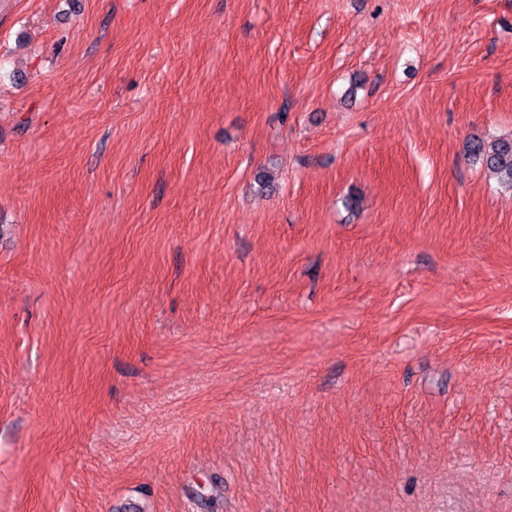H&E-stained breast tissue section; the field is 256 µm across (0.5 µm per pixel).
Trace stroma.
I'll use <instances>...</instances> for the list:
<instances>
[{"label":"stroma","instance_id":"stroma-1","mask_svg":"<svg viewBox=\"0 0 512 512\" xmlns=\"http://www.w3.org/2000/svg\"><path fill=\"white\" fill-rule=\"evenodd\" d=\"M512 0H0V512H512ZM470 156L480 162L500 183L512 188V140H497L485 143L477 140L471 143Z\"/></svg>","mask_w":512,"mask_h":512}]
</instances>
